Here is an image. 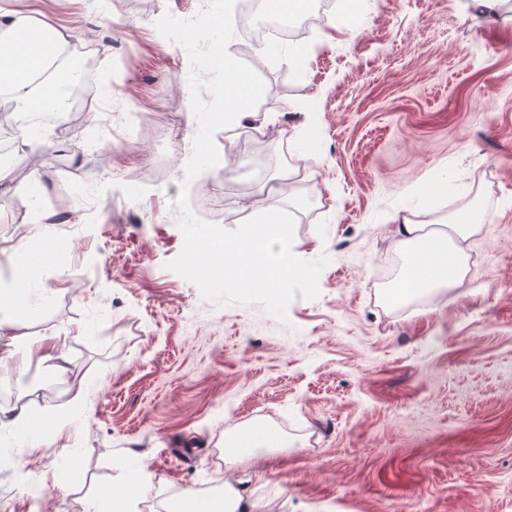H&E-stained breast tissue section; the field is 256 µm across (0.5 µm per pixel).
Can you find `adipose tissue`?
I'll return each instance as SVG.
<instances>
[{
    "label": "adipose tissue",
    "mask_w": 512,
    "mask_h": 512,
    "mask_svg": "<svg viewBox=\"0 0 512 512\" xmlns=\"http://www.w3.org/2000/svg\"><path fill=\"white\" fill-rule=\"evenodd\" d=\"M42 38L52 44L56 57L68 46L64 32L41 23L30 11L0 10V42L21 46L17 52H0V98L10 102L14 112L21 116L52 112L62 118L69 110L60 97L67 71H58L51 80L38 86L31 81L32 73L44 62L38 44ZM279 210L275 192H268L257 213L265 231L225 248L224 270L235 282L268 288L287 285L288 273L296 266L294 254L283 235L268 230ZM480 229L478 221L454 217L403 219L397 227V247L403 264L395 281L403 299L421 293L434 296L462 287L469 275L467 242ZM224 445V463L231 466L242 455L287 447L288 439L271 432L264 422L256 421L244 434L235 427L225 430ZM255 508V502L228 481L214 496H189L184 512H254Z\"/></svg>",
    "instance_id": "obj_1"
}]
</instances>
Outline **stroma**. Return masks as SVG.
<instances>
[{"label": "stroma", "mask_w": 512, "mask_h": 512, "mask_svg": "<svg viewBox=\"0 0 512 512\" xmlns=\"http://www.w3.org/2000/svg\"><path fill=\"white\" fill-rule=\"evenodd\" d=\"M26 7L72 29L98 92L75 120L37 113L8 138L7 318L64 346L58 368L0 362L40 420L28 467L45 482L33 506L0 426V512H91L137 490L142 512H171L228 476L262 512H512V9L333 0L256 62L237 27L209 25L236 0ZM228 60L268 118L254 148L217 118ZM266 185L298 272L230 287L217 253ZM474 199L465 286L391 298L393 216ZM255 418L292 446L225 467V429Z\"/></svg>", "instance_id": "stroma-1"}]
</instances>
